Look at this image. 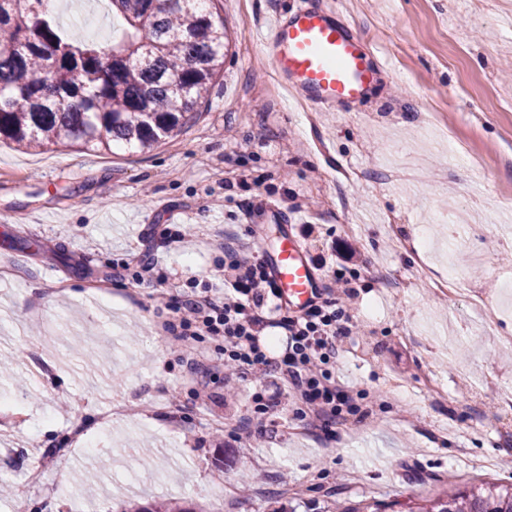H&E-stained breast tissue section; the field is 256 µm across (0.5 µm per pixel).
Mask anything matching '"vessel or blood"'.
I'll return each instance as SVG.
<instances>
[{
  "mask_svg": "<svg viewBox=\"0 0 512 512\" xmlns=\"http://www.w3.org/2000/svg\"><path fill=\"white\" fill-rule=\"evenodd\" d=\"M263 41L276 78L300 105L347 112L377 80L360 37L320 0H301L291 12L273 13ZM250 216L262 224L291 221L287 208L263 202L253 205ZM267 265L290 307L302 309L314 298L319 276L295 233H284Z\"/></svg>",
  "mask_w": 512,
  "mask_h": 512,
  "instance_id": "b4317fda",
  "label": "vessel or blood"
}]
</instances>
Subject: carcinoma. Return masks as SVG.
Returning <instances> with one entry per match:
<instances>
[{"instance_id": "obj_1", "label": "carcinoma", "mask_w": 512, "mask_h": 512, "mask_svg": "<svg viewBox=\"0 0 512 512\" xmlns=\"http://www.w3.org/2000/svg\"><path fill=\"white\" fill-rule=\"evenodd\" d=\"M110 2L126 27L107 47L61 28L49 0H0V139L143 151L195 118L224 64V24L203 0ZM417 512H512V490L475 485Z\"/></svg>"}]
</instances>
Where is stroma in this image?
I'll return each instance as SVG.
<instances>
[{
    "mask_svg": "<svg viewBox=\"0 0 512 512\" xmlns=\"http://www.w3.org/2000/svg\"><path fill=\"white\" fill-rule=\"evenodd\" d=\"M296 2L217 0L223 70L195 121L150 151L0 145V485L13 490L0 512H327L479 481L512 488V5L322 0L379 68L361 111L344 114L291 102L257 37ZM58 15L83 34H123L104 0ZM259 199L354 252L357 326L339 340L336 377L364 397L324 430L281 394L267 427L239 437L259 386L226 398L224 349L208 339L189 370L161 330L168 310L127 269L157 260L176 300L213 280L226 230L239 260L261 257L286 227L247 220ZM173 224L194 251L163 244ZM423 231L425 258L409 248ZM424 261L456 269L496 323L428 288Z\"/></svg>",
    "mask_w": 512,
    "mask_h": 512,
    "instance_id": "stroma-1",
    "label": "stroma"
}]
</instances>
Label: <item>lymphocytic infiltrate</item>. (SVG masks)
Listing matches in <instances>:
<instances>
[{
    "mask_svg": "<svg viewBox=\"0 0 512 512\" xmlns=\"http://www.w3.org/2000/svg\"><path fill=\"white\" fill-rule=\"evenodd\" d=\"M223 248L221 287L206 283L181 300L166 301L172 318L164 330L172 343L183 348L207 338L223 342L224 365L238 377H263L276 390L294 392L303 414L325 427L335 423L354 399L330 370L340 355L338 337L352 335L356 326L352 282L332 277L316 301L298 313L282 303L262 259L240 262L230 240ZM271 329L286 338L275 357L265 341Z\"/></svg>",
    "mask_w": 512,
    "mask_h": 512,
    "instance_id": "obj_1",
    "label": "lymphocytic infiltrate"
}]
</instances>
